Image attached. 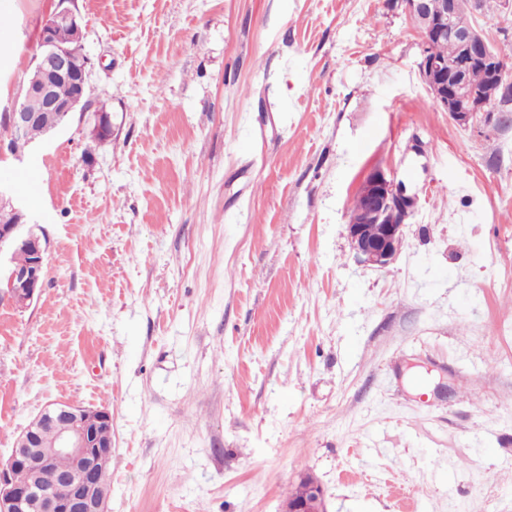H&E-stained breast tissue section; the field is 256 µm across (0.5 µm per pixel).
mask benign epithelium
Instances as JSON below:
<instances>
[{"label": "benign epithelium", "instance_id": "obj_1", "mask_svg": "<svg viewBox=\"0 0 512 512\" xmlns=\"http://www.w3.org/2000/svg\"><path fill=\"white\" fill-rule=\"evenodd\" d=\"M74 0H58L39 33L38 49L34 55V77L28 81L26 96L43 101L47 112L70 118L81 106L83 92L88 87L89 61L78 64L68 48V40L82 33L79 12L69 7ZM404 12L415 20L423 41L448 36L458 44V57L453 62L422 56L419 69L436 104L448 112V117L462 127L490 129L509 125L512 117L501 111L497 98L500 90L512 85V61L495 53L484 33L475 28L459 33L453 27V16L459 0H446L436 16L428 14L427 0H395ZM480 66L489 74V88L475 93L465 84L466 71ZM61 79L76 86L77 93L61 101L52 93L53 81ZM13 132L8 145L0 143V158L23 156L22 137L37 115L26 109L25 103L13 105L11 111L0 115ZM361 209L349 215L347 231L358 263L385 269L396 259L404 240L406 220L418 206L415 196L381 170L370 172L359 187ZM0 297L17 309H26L38 299L44 284L48 242L40 226L31 222L27 209L19 205L10 191L0 185ZM17 249L28 251L32 261L23 267L11 264ZM68 424L57 433L49 448L33 457L27 446L35 442V429L41 425ZM112 427V415L107 409L90 413L79 404L53 403L45 407L28 425L12 448L6 464L0 465V512H108L110 488L103 479L112 445L100 449L96 430ZM72 459L74 468L63 478L73 483L75 491L67 500H58L40 490L33 473L40 465L57 456ZM301 494L288 499L284 512H326L322 486L309 473L300 475Z\"/></svg>", "mask_w": 512, "mask_h": 512}]
</instances>
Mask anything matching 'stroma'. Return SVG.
<instances>
[{
  "mask_svg": "<svg viewBox=\"0 0 512 512\" xmlns=\"http://www.w3.org/2000/svg\"><path fill=\"white\" fill-rule=\"evenodd\" d=\"M81 112L35 141L41 295L0 300V462L112 414L109 512H512V126H456L392 0H75ZM56 0H0V113ZM112 134L95 136L97 113ZM381 166L418 210L347 234ZM358 195L362 207L349 215L347 231L358 263L385 269L396 259L404 240L406 220L418 206L416 196L381 170L370 172ZM299 484L301 487V494H299L300 487L297 484L295 491L289 498L285 506L284 512H326L325 497L322 486L319 482L309 473H302L299 477Z\"/></svg>",
  "mask_w": 512,
  "mask_h": 512,
  "instance_id": "stroma-1",
  "label": "stroma"
}]
</instances>
